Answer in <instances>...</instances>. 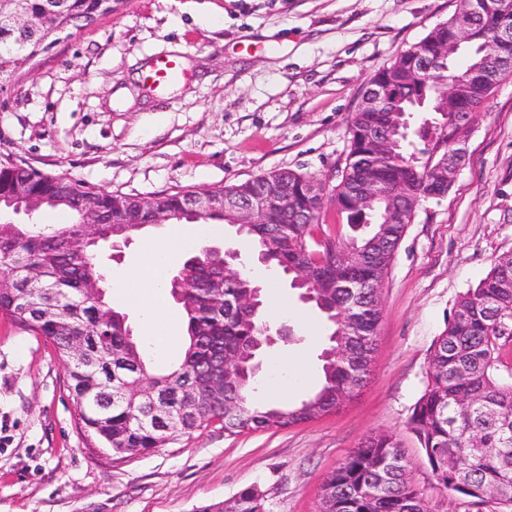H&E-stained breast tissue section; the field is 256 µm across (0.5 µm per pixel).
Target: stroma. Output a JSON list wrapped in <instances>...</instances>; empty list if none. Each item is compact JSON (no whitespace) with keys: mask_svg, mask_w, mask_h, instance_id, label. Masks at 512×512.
<instances>
[{"mask_svg":"<svg viewBox=\"0 0 512 512\" xmlns=\"http://www.w3.org/2000/svg\"><path fill=\"white\" fill-rule=\"evenodd\" d=\"M458 0H112L0 86V156L83 186L152 197L174 188L240 183L286 168L334 179L348 152V117L362 89ZM173 56L183 76L162 91L149 62ZM209 246L288 301L301 342L263 353L265 381L304 361L298 402L320 385L324 325L287 276L259 262L224 226ZM142 239L98 264L114 308L135 335L143 321L120 288ZM512 253V77L476 117L448 195L424 202L383 280V317L370 375L335 412L278 431L232 435L203 427L147 454L93 447L68 391L67 368L44 337L0 315V512H194L257 488L270 512H319L323 480L368 436L396 434L435 512H469L439 487L408 426L427 383L429 353L458 297ZM165 345L153 367L177 361L183 312L164 295Z\"/></svg>","mask_w":512,"mask_h":512,"instance_id":"stroma-1","label":"stroma"}]
</instances>
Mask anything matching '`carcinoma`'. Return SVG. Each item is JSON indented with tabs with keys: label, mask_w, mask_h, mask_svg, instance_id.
Listing matches in <instances>:
<instances>
[{
	"label": "carcinoma",
	"mask_w": 512,
	"mask_h": 512,
	"mask_svg": "<svg viewBox=\"0 0 512 512\" xmlns=\"http://www.w3.org/2000/svg\"><path fill=\"white\" fill-rule=\"evenodd\" d=\"M97 0H66L58 27L65 32L97 14ZM467 0H459L448 20L436 24L416 43L401 51L367 84L388 85L391 102L372 112H354L349 118V145L344 166L335 183H319L325 200L336 206L352 231L347 238L331 237L322 228V211L316 197L307 194L313 176L288 171V194L295 200L299 222L293 217L268 215L265 224L239 226L265 262L283 272L315 267L322 279L301 290H311L309 302L322 314L330 331L329 347L322 354V383L299 403L263 402L259 354L273 342L262 323L260 305L239 306L238 298L252 295L256 284L245 273L224 287L219 296L209 282L221 270L224 253L211 246L194 248L180 272L169 283L171 295L181 305L186 320L188 346L181 361L169 371L153 372L148 363L150 345L134 335L128 316L106 301L86 299L81 285L89 276L100 277L95 251L80 256L69 248V237L84 231L81 216L94 203L105 225L125 208L128 224L115 231L132 237L150 215L133 209L136 195L85 188L64 174H42L0 159V207L25 194L42 207L73 215L74 221L51 235L34 234L18 224L0 223V261L8 264V277L0 285V314L25 330L50 340L68 364V389L84 428L117 454L150 452L162 448L200 427L218 424L230 434L289 428L325 415L356 396L348 390L351 363L377 347L382 308L372 305L377 287L416 209H406V223L388 224L386 203L378 200L363 213L352 197L378 186L398 187L412 200H425L430 186L442 179L444 158L456 143L471 133L468 114L481 111L492 88L476 74L478 58L450 56L433 71L415 68L420 55L436 56L439 47L456 33L458 19L467 14ZM498 3L476 21L471 37L477 44H500L512 57V38L501 41ZM57 40L36 29L0 28V82L21 72ZM453 85L462 114L448 122L445 87ZM283 171L216 189L248 198L261 184L276 181ZM189 191L159 193L158 203L172 221L224 223V215H183ZM360 317L364 342L353 348L349 361L335 357L339 339ZM512 341V264L497 260L476 288L459 296L445 330L429 357L427 384L415 402L408 425L420 445L430 474L448 488L457 480L479 494L468 493V503L483 512L490 502L512 504V373L503 377L500 350ZM83 347L73 363L72 345ZM239 360L249 366L248 377L213 394L206 370L217 360ZM146 375L151 396L136 397L125 385ZM233 412L224 411V402ZM323 512H434L424 491L412 479L400 440L379 433L351 452L320 488ZM196 512H269L264 495L255 487L240 491L226 502Z\"/></svg>",
	"instance_id": "obj_1"
}]
</instances>
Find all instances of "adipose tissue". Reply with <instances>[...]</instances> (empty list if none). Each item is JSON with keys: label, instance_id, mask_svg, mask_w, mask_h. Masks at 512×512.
I'll return each mask as SVG.
<instances>
[{"label": "adipose tissue", "instance_id": "ef3b65f1", "mask_svg": "<svg viewBox=\"0 0 512 512\" xmlns=\"http://www.w3.org/2000/svg\"><path fill=\"white\" fill-rule=\"evenodd\" d=\"M167 259L164 249L154 239H146L141 260L128 281L140 291V308L150 326L151 335H158L162 321L159 313L160 290L166 277Z\"/></svg>", "mask_w": 512, "mask_h": 512}]
</instances>
